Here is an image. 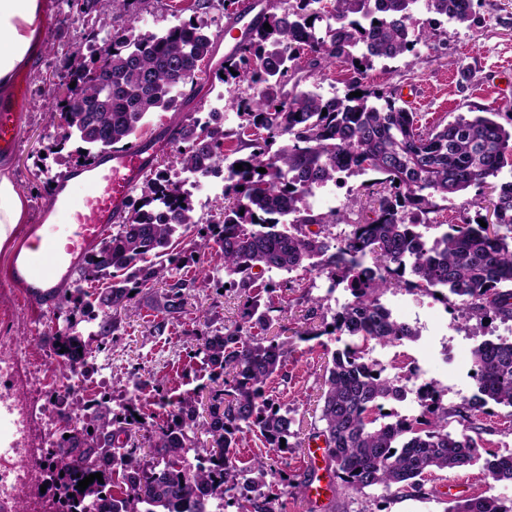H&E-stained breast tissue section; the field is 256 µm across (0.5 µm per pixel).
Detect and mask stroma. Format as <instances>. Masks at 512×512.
Listing matches in <instances>:
<instances>
[{"label": "stroma", "mask_w": 512, "mask_h": 512, "mask_svg": "<svg viewBox=\"0 0 512 512\" xmlns=\"http://www.w3.org/2000/svg\"><path fill=\"white\" fill-rule=\"evenodd\" d=\"M475 13L470 26H459L434 20L426 8H419L416 17L421 27L435 26L429 44L417 45L415 53L394 59H378L365 71L361 82L397 95L399 105L417 112L423 125L453 120L470 108L490 104L512 105V0H474ZM184 0H135L131 14L138 18L144 32H159L189 18L204 23L208 32L222 34L226 20L222 10L214 8L195 14L184 11ZM48 30L50 35L35 50L32 62L23 74L28 86L27 108L17 144L9 157L12 174L19 191L28 201V224L20 225L15 244L24 243L29 224L38 223L42 209L52 192L51 185L74 169L75 159L69 150L58 149L56 139L64 128L59 108L45 104L39 90L43 79L67 81L77 63H89L91 52L85 47L84 28L74 20L60 0H49ZM224 59L223 49H216L210 65L191 91L181 99L179 111L184 115L206 116L217 108L225 129L236 128L239 119L232 104L234 97L250 96L247 84L229 87L215 79L213 72ZM165 136L167 145L158 153L155 168L167 171L172 180H186L176 162L179 144L174 139L170 113H151L142 128L140 139ZM9 251H0V312L9 311L10 320L0 326V333L15 337L22 356L43 359L48 366H57L50 338L65 328L84 337L96 335L103 319L101 311L67 323L66 309L58 304L40 305L30 301L24 288L9 283ZM223 274L213 280L199 282L188 298L183 314L167 324L163 333L154 325L160 319L154 308L157 292L143 289L135 293L123 315L121 328L107 339L97 353L92 367L66 382H54L57 397L110 398L112 409L131 404L148 413L146 427L158 431L168 416L157 403L156 384H163L169 397L175 398L195 384L207 383L208 371L200 360L189 358L196 336L234 323L239 319L240 300L224 292ZM277 288L273 293L282 311L273 321L272 333L288 336L296 327H321L323 319L332 318L351 296L344 285H337L327 275L296 271L273 276ZM293 281V290H285L283 282ZM321 298L323 307L317 319H309V305L303 294ZM399 321L410 317L398 311V304L420 305L427 311L430 325L442 330L443 347L448 359L436 362L431 376L439 382L441 399L453 406L471 398L477 384L471 372L472 349L487 339H496L508 325L494 318L482 322L465 317L458 307L443 304L428 296L393 290L381 297ZM335 335L308 340H294L293 352L284 369V377L272 378L267 389L276 403L288 409L295 436L293 452L288 455L290 470L304 473L303 458L318 426V399L324 382L329 351L340 348ZM481 445L500 455H512V411L495 407L484 424ZM432 491L427 497L409 496L396 499L379 488L354 495L337 489L335 495L314 501L304 494L289 496L287 512H446L453 499L491 491L501 501L512 502V481L485 484L478 463L439 472L427 481Z\"/></svg>", "instance_id": "obj_1"}]
</instances>
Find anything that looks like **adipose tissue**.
<instances>
[{
	"instance_id": "ef3b65f1",
	"label": "adipose tissue",
	"mask_w": 512,
	"mask_h": 512,
	"mask_svg": "<svg viewBox=\"0 0 512 512\" xmlns=\"http://www.w3.org/2000/svg\"><path fill=\"white\" fill-rule=\"evenodd\" d=\"M48 0H0V96L26 68L46 34ZM27 201L7 167L0 166V249L13 243L18 225L27 221Z\"/></svg>"
}]
</instances>
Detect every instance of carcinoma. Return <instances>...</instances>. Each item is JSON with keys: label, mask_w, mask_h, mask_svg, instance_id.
Listing matches in <instances>:
<instances>
[{"label": "carcinoma", "mask_w": 512, "mask_h": 512, "mask_svg": "<svg viewBox=\"0 0 512 512\" xmlns=\"http://www.w3.org/2000/svg\"><path fill=\"white\" fill-rule=\"evenodd\" d=\"M419 2L271 0L221 69V83L245 82L254 89L238 104L237 129L225 130L215 110L204 119L178 121L180 165L194 176L223 167L229 152L249 150L227 166L222 221L193 243L203 253L218 246L214 270L224 271V284L243 298L242 322L201 333L189 354L214 371L212 381L223 380L222 388L199 385L172 400L157 384L158 404L169 408L171 420L146 448L137 439L146 417L136 419L134 407L115 411L104 397L73 400L51 450L56 463L46 469L47 489L61 512H208L213 501L235 512H286L287 501L263 491L261 482L277 474L284 487L301 492L309 475L300 480L279 467L292 449L281 440L294 436L293 419L276 408L265 386L281 373L293 346L266 336L277 307L271 296L261 302V292L275 289L266 274L298 270L344 283L353 297L333 316L334 332L349 342L330 352L320 396L322 427L313 432L324 442L330 476L356 494L381 487L395 498L423 496L426 475L464 467L485 454L496 480H512V458L497 459L468 435L482 430L489 403L512 408V343L485 340L473 348L478 394L457 406L444 405L434 383L416 388L420 413L412 420H395L385 411L407 386L382 375L368 358L376 345L417 335L381 303L391 289L438 296L446 304L452 295L454 305L472 316L512 320V181L495 189L487 227L471 220L450 224L428 240L420 231L438 210L435 199L451 202L499 176L512 154V127L496 120L500 108L493 106L426 127L418 113L380 90L357 83L328 98L293 81L305 68L320 73L340 62L359 75L374 58L414 52L421 41L412 34ZM426 2L450 22L472 20L474 0ZM66 5L94 16L86 39L96 42L129 0ZM134 22L129 18L127 27L102 40L116 50L112 82L82 65L73 73L75 87L49 82L40 92L59 106L70 95L104 101L97 112L70 113L60 135L91 158L133 145L150 113L178 111V99L194 83L196 63L214 53L213 36L191 20L143 36ZM356 91L362 95L349 97ZM283 136L287 143L273 149ZM368 171L379 175L362 185L372 205L360 207L353 222L333 209L316 214L305 202L315 187L336 182L342 173ZM340 223L348 230L331 233ZM197 224L189 196L163 171H151L117 231L105 234L78 269L80 282L112 280L98 294L104 318L96 349L119 330L132 292L163 286L156 302L162 319L154 325L159 333L184 312L196 285L174 272L181 252L173 238ZM53 350L67 379L86 364L90 348L65 333L54 337ZM451 419L463 433L448 430ZM246 430L259 433L275 454L239 466L235 448ZM202 435L207 441L200 447ZM199 448L198 464L183 465L185 455ZM95 473L103 482L77 488L79 478ZM449 512H512V504L481 494L454 499Z\"/></svg>", "instance_id": "1"}]
</instances>
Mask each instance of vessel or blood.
<instances>
[{
	"label": "vessel or blood",
	"instance_id": "1",
	"mask_svg": "<svg viewBox=\"0 0 512 512\" xmlns=\"http://www.w3.org/2000/svg\"><path fill=\"white\" fill-rule=\"evenodd\" d=\"M260 6V0H246L240 18L226 27V36L244 33L257 20ZM25 95L24 85L16 84L12 101L0 106V152L13 150L16 145ZM152 152L151 144L142 142L66 174L59 191L45 207L46 213L68 217L65 239L50 238L49 225H30V237L44 241L45 248L36 256L14 252L10 282L26 288L32 298L55 297L58 287L72 277L81 259L99 242L110 224L123 216L133 191L146 177ZM76 179L87 183L89 195L79 199L69 193L68 187Z\"/></svg>",
	"mask_w": 512,
	"mask_h": 512
}]
</instances>
